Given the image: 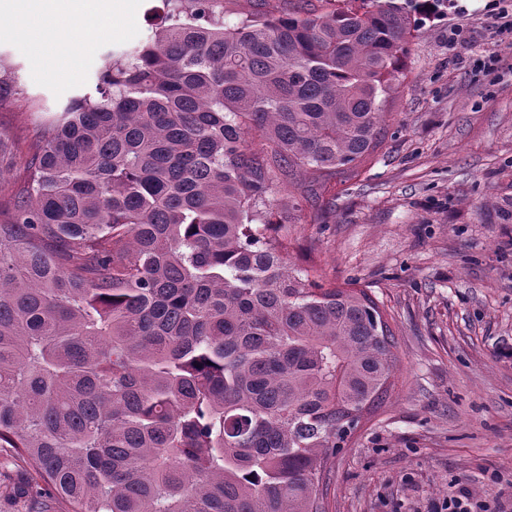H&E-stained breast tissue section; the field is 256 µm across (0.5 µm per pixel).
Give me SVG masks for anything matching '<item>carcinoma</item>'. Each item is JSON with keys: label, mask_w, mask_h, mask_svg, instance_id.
<instances>
[{"label": "carcinoma", "mask_w": 512, "mask_h": 512, "mask_svg": "<svg viewBox=\"0 0 512 512\" xmlns=\"http://www.w3.org/2000/svg\"><path fill=\"white\" fill-rule=\"evenodd\" d=\"M162 2L0 188V448L69 512H324L325 464L398 356L366 289L287 265L270 194L287 178L318 220L376 152L411 11L321 0L227 26L223 0ZM16 159L0 134V172Z\"/></svg>", "instance_id": "carcinoma-1"}]
</instances>
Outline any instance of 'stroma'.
I'll return each instance as SVG.
<instances>
[{
  "label": "stroma",
  "mask_w": 512,
  "mask_h": 512,
  "mask_svg": "<svg viewBox=\"0 0 512 512\" xmlns=\"http://www.w3.org/2000/svg\"><path fill=\"white\" fill-rule=\"evenodd\" d=\"M512 0H443L409 45L407 78L384 109L385 139L320 203L321 222L288 209L275 182L272 220L286 224L293 262L313 259L324 282L357 280L379 301L400 369L381 408L365 416L326 465L325 512H442L466 488L490 512H512V38L496 15ZM90 16L65 55L74 69L14 38L13 0H0V58L16 93L0 102V133L20 162L0 175L17 186L38 128L95 91L111 52L150 39L149 9ZM461 27L466 41L449 43ZM495 57L485 72L476 64ZM34 462L0 448V512L43 497Z\"/></svg>",
  "instance_id": "obj_1"
}]
</instances>
